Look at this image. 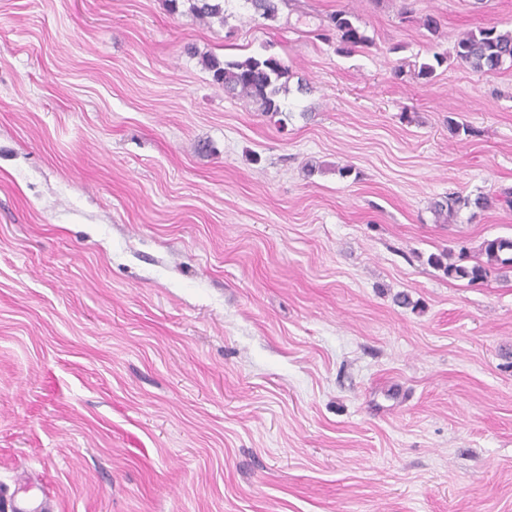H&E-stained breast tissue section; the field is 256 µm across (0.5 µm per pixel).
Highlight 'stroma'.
<instances>
[{
    "instance_id": "obj_1",
    "label": "stroma",
    "mask_w": 512,
    "mask_h": 512,
    "mask_svg": "<svg viewBox=\"0 0 512 512\" xmlns=\"http://www.w3.org/2000/svg\"><path fill=\"white\" fill-rule=\"evenodd\" d=\"M341 9L371 46L318 38ZM492 25L0 0V512H512V271L431 262L512 237V67L452 57ZM210 54L288 65L280 119ZM492 200L486 196H477L471 199L468 196H462L456 193L448 194L442 201L434 203V212L438 217H443V222L453 221L463 208H475L484 210L491 207Z\"/></svg>"
}]
</instances>
